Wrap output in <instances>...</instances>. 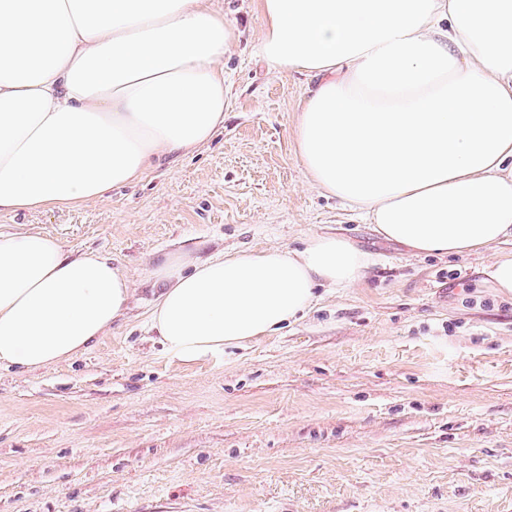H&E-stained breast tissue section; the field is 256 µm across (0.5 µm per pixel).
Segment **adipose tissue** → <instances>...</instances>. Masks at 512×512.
<instances>
[{
    "mask_svg": "<svg viewBox=\"0 0 512 512\" xmlns=\"http://www.w3.org/2000/svg\"><path fill=\"white\" fill-rule=\"evenodd\" d=\"M255 50L317 82L296 107L309 184L417 255L512 239V0H259ZM237 31L211 0H0V212L74 206L188 155L224 124ZM338 235L175 258L149 327L189 364L354 283ZM134 290L110 257L43 233L0 237V365L84 353Z\"/></svg>",
    "mask_w": 512,
    "mask_h": 512,
    "instance_id": "adipose-tissue-1",
    "label": "adipose tissue"
}]
</instances>
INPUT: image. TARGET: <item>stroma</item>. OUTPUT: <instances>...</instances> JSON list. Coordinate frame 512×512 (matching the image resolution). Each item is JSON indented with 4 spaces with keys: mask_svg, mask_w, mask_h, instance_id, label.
Instances as JSON below:
<instances>
[{
    "mask_svg": "<svg viewBox=\"0 0 512 512\" xmlns=\"http://www.w3.org/2000/svg\"><path fill=\"white\" fill-rule=\"evenodd\" d=\"M237 29L224 127L108 197L0 214L111 256L137 292L73 360L0 368V512H512V298L506 246L413 255L311 185L294 117L312 80L266 70L257 0H214ZM337 234L371 263L319 287L278 332L193 364L150 330V273ZM488 274L493 288L512 297V254H500L489 265Z\"/></svg>",
    "mask_w": 512,
    "mask_h": 512,
    "instance_id": "obj_1",
    "label": "stroma"
}]
</instances>
